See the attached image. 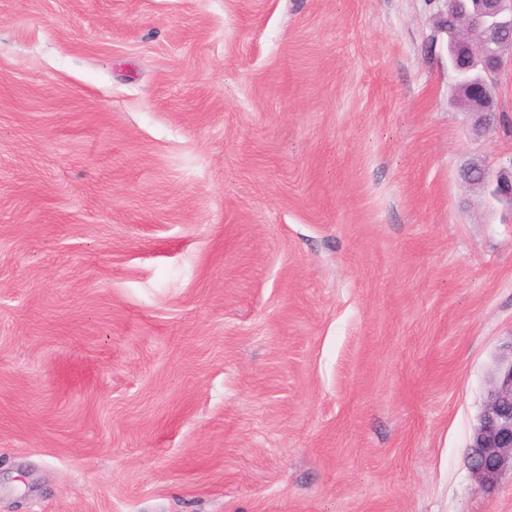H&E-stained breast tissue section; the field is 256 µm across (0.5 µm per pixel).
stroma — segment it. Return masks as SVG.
<instances>
[{
	"label": "stroma",
	"instance_id": "stroma-1",
	"mask_svg": "<svg viewBox=\"0 0 512 512\" xmlns=\"http://www.w3.org/2000/svg\"><path fill=\"white\" fill-rule=\"evenodd\" d=\"M445 0H0V512H512V128ZM467 459L475 480L485 488L512 469V354L499 361L491 376Z\"/></svg>",
	"mask_w": 512,
	"mask_h": 512
}]
</instances>
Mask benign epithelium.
<instances>
[{"instance_id":"benign-epithelium-1","label":"benign epithelium","mask_w":512,"mask_h":512,"mask_svg":"<svg viewBox=\"0 0 512 512\" xmlns=\"http://www.w3.org/2000/svg\"><path fill=\"white\" fill-rule=\"evenodd\" d=\"M448 60L459 97L480 134L497 119L490 93L501 73L512 66V0H446ZM468 467L479 485L493 486L512 469V355L502 358L490 379L479 422L468 445Z\"/></svg>"}]
</instances>
